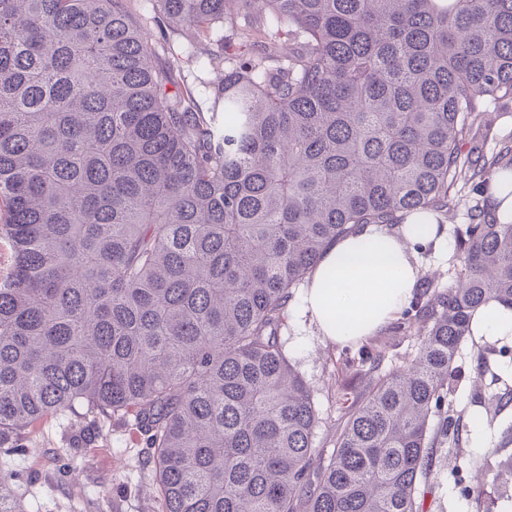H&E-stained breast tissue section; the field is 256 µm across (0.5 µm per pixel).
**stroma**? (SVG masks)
Masks as SVG:
<instances>
[{
    "mask_svg": "<svg viewBox=\"0 0 512 512\" xmlns=\"http://www.w3.org/2000/svg\"><path fill=\"white\" fill-rule=\"evenodd\" d=\"M134 21L150 32L154 63L159 68L177 64L176 77L191 91L202 111H210L223 93L224 65H201L189 57L187 41L173 34L151 0H130ZM488 128L483 144L486 153L512 146V99L482 103L477 117ZM481 195L474 185H466L441 220L448 228V257L434 258L431 251L419 254L421 278L448 286L461 268L458 236L468 224V211ZM299 303L291 301L278 330L281 344L292 363L310 385L321 423L314 437L316 455L329 458L336 447V432L347 420L352 405L368 385L367 375L351 373L346 358L357 356L360 348L382 354L381 368L406 366L418 349V330L410 332L384 327L368 337L363 346H340L318 336L308 318L298 316ZM512 366V341L483 345L464 342L454 361V390L448 398L450 409L461 424H469L480 414L492 427L489 447L500 459L512 457V401L497 404L512 382L500 378V370ZM25 452L19 456L0 455V467L11 470V486L37 499L41 512H149L152 499V466L142 437L121 421L103 420L94 410L80 409L78 416L63 421L48 416L38 421L24 438ZM474 447L470 432H463L458 443L439 448L428 488L424 512H474L472 498L476 481L467 462L482 457Z\"/></svg>",
    "mask_w": 512,
    "mask_h": 512,
    "instance_id": "stroma-1",
    "label": "stroma"
}]
</instances>
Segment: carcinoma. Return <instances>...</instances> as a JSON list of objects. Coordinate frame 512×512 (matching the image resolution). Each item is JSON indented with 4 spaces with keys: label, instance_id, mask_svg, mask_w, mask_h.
Here are the masks:
<instances>
[{
    "label": "carcinoma",
    "instance_id": "cac0c4a2",
    "mask_svg": "<svg viewBox=\"0 0 512 512\" xmlns=\"http://www.w3.org/2000/svg\"><path fill=\"white\" fill-rule=\"evenodd\" d=\"M224 53L223 119L153 63L126 0H0V448L82 408L133 423L152 512H423L470 319L512 306V223L476 205L453 284L411 301L427 327L369 389L330 458L277 336L293 289L363 224L435 219L500 157L479 101L512 98V0H153ZM288 29L283 55L255 47ZM441 419L433 431L434 416ZM0 512H39L4 492Z\"/></svg>",
    "mask_w": 512,
    "mask_h": 512
}]
</instances>
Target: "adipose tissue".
Here are the masks:
<instances>
[{
    "instance_id": "1",
    "label": "adipose tissue",
    "mask_w": 512,
    "mask_h": 512,
    "mask_svg": "<svg viewBox=\"0 0 512 512\" xmlns=\"http://www.w3.org/2000/svg\"><path fill=\"white\" fill-rule=\"evenodd\" d=\"M447 258L444 227L405 216L398 229L368 224L331 244L302 294V313L319 336L341 345L374 335L412 299L419 279L416 246ZM334 287H326L327 279ZM475 339L512 340V307L488 301L471 318Z\"/></svg>"
}]
</instances>
